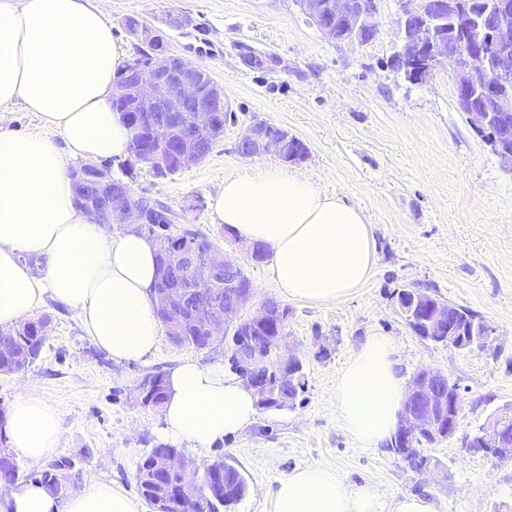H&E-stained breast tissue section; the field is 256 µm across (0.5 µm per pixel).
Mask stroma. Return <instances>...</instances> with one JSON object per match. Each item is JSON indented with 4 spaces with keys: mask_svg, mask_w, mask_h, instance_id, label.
I'll return each instance as SVG.
<instances>
[{
    "mask_svg": "<svg viewBox=\"0 0 512 512\" xmlns=\"http://www.w3.org/2000/svg\"><path fill=\"white\" fill-rule=\"evenodd\" d=\"M103 6L128 59L143 45L129 33L128 18L167 29L171 15L190 17L192 26L168 29L170 47L206 66L233 111L200 164L158 178L145 165L111 159L114 178L230 248L234 237L213 222L211 208L225 178L257 165L295 169L324 193L361 207L378 241L365 288L322 305L289 300L269 279L266 262L240 255L253 306L269 299L287 306L288 342L304 360L308 386L293 407L258 409L243 432L187 449L198 465L221 458L240 468L247 490L232 512H272L278 482L307 466L377 486L387 510L416 494L433 498L437 512H512V460L466 446L492 413L512 404V168L456 112L447 74L412 84L387 68L397 0H379L375 37L354 44L327 39L297 0H104ZM251 50L275 54L276 70L245 64ZM258 121L296 135L306 159L291 164L271 154L240 155V136ZM401 288L480 315L494 330L487 346L460 350L416 336L392 299ZM41 310L52 317L49 337L26 371L0 374V411L24 391L44 398L61 414L56 458L73 461L72 490L107 479L137 493L136 463L159 446L162 416L139 403L135 385L184 359L220 360V352L176 346L164 336L151 355L118 365L94 346L72 311L50 298ZM373 335L392 339L404 380L432 369L459 389L456 434L419 447L444 468V480L389 446L359 447L338 415L337 378L357 344Z\"/></svg>",
    "mask_w": 512,
    "mask_h": 512,
    "instance_id": "stroma-1",
    "label": "stroma"
}]
</instances>
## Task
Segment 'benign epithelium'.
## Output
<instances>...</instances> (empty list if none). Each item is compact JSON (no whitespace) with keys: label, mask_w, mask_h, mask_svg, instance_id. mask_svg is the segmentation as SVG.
Wrapping results in <instances>:
<instances>
[{"label":"benign epithelium","mask_w":512,"mask_h":512,"mask_svg":"<svg viewBox=\"0 0 512 512\" xmlns=\"http://www.w3.org/2000/svg\"><path fill=\"white\" fill-rule=\"evenodd\" d=\"M301 9L322 33L336 42L363 43L377 32L374 18L378 0H298ZM396 19L398 42L390 59L391 69L412 83H425L440 71L453 82L455 106L470 129L512 167V0H398ZM140 69L131 92L138 112H157L189 107L184 113L186 127L196 134L215 136L224 128V113L211 103L224 97V89L206 80V70L172 51H158ZM288 133H274L265 122L251 125L240 137L238 151L245 157L273 154L283 156L290 144ZM91 170L98 177V192L108 203H89L84 211L99 224H148L157 211L147 198L137 199L131 189L118 187L110 171L81 164L75 173ZM164 266L186 272L200 267L209 281L224 276V302L200 292L194 310L205 332L204 348L228 351L243 368L245 386L254 390L262 407L282 403L279 388L293 381L302 360L287 351V331L256 340L251 326L266 322L269 304L249 311L253 292L250 279L237 258L217 246L201 252L189 237L168 232L155 238ZM415 305L426 308L430 330L445 337L458 349L484 346L491 331L460 333L455 329V306L409 290ZM190 292L180 285L154 289L156 312L174 317L187 307ZM276 383L270 384L269 373ZM462 402L459 389L447 375L432 369L418 371L410 381L399 415L394 443L409 448L418 437L433 441L451 437L460 423ZM512 410L489 417L467 442L471 448L493 459H512V437L505 434ZM194 462L179 451L156 460L161 474L179 473L181 490L193 492Z\"/></svg>","instance_id":"benign-epithelium-1"}]
</instances>
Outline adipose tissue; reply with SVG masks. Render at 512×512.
<instances>
[{"label":"adipose tissue","instance_id":"ef3b65f1","mask_svg":"<svg viewBox=\"0 0 512 512\" xmlns=\"http://www.w3.org/2000/svg\"><path fill=\"white\" fill-rule=\"evenodd\" d=\"M102 0H0V112L22 103L38 135L0 126V328L11 329L50 297L74 311L92 343L116 363L153 353L160 319L151 300L155 246L127 231L112 236L73 202L72 162L128 153L129 132L112 109L121 64ZM212 215L270 253L268 275L288 299L328 304L355 295L377 264L363 209L323 193L305 175L257 166L224 180ZM161 441L208 448L255 421L256 396L223 362L181 361L167 377ZM396 348L374 335L352 351L336 384V407L354 441H390L404 401ZM0 433L30 465L62 441L56 407L33 393L0 414ZM0 512H138L112 480L59 497L37 480L0 488ZM273 512H382L374 485L304 467L279 481Z\"/></svg>","mask_w":512,"mask_h":512}]
</instances>
